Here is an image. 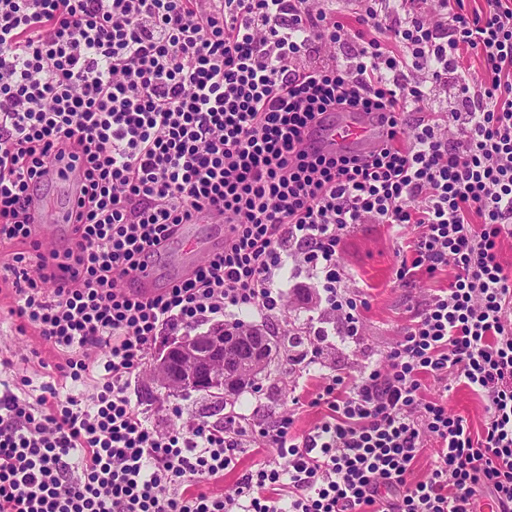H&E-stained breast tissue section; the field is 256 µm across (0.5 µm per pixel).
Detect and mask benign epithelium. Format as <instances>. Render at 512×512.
Instances as JSON below:
<instances>
[{
    "instance_id": "7a95c632",
    "label": "benign epithelium",
    "mask_w": 512,
    "mask_h": 512,
    "mask_svg": "<svg viewBox=\"0 0 512 512\" xmlns=\"http://www.w3.org/2000/svg\"><path fill=\"white\" fill-rule=\"evenodd\" d=\"M272 357L260 332L229 335L224 324L215 323L194 335L165 339L151 364V380L172 396L194 389L229 392Z\"/></svg>"
}]
</instances>
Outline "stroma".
I'll return each mask as SVG.
<instances>
[{"instance_id":"obj_1","label":"stroma","mask_w":512,"mask_h":512,"mask_svg":"<svg viewBox=\"0 0 512 512\" xmlns=\"http://www.w3.org/2000/svg\"><path fill=\"white\" fill-rule=\"evenodd\" d=\"M399 239L386 224H359L346 235L341 263L353 285L359 286L365 305L360 308V329L357 341L345 340L332 319L323 317L317 296V282L305 269L287 264L280 288L286 306L281 315L272 319L250 315V322L264 325L275 334L291 331L304 333L301 347L280 349L265 372L257 375L256 390H244L227 398L223 409H215L213 399L193 392L169 396L152 389L147 375H139L129 386L134 402L160 431L182 426L188 420L215 422L225 414L238 412L261 421L285 412L290 389L296 380H303L306 391H313L314 372H347L359 374L366 366L382 362L386 352L395 344L402 328L417 313L426 295L446 287L451 269H443L434 277H417L407 282L397 281L394 270L399 261ZM19 321L0 315V355L17 363L41 357L51 359L52 351L33 331H19ZM328 333V341L316 346V329ZM423 393L426 397H445L448 411L467 418L473 433H481L487 420L485 401L463 387L444 390L441 381L427 377Z\"/></svg>"}]
</instances>
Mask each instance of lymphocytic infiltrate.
<instances>
[{
  "label": "lymphocytic infiltrate",
  "instance_id": "1",
  "mask_svg": "<svg viewBox=\"0 0 512 512\" xmlns=\"http://www.w3.org/2000/svg\"><path fill=\"white\" fill-rule=\"evenodd\" d=\"M426 2L355 0L346 19L333 0H0V284L58 356L37 386L0 359V512H474L483 495L512 512V0H437V20ZM341 112L376 117L383 142L325 151ZM62 159L84 184L59 251L30 203ZM214 211L223 250L134 294L151 247ZM369 223L416 227L398 281L454 270L383 363L319 374L264 423L148 422L127 385L158 336L279 313L286 259L356 339L340 251ZM427 375L486 400L480 434L425 398ZM307 403L322 418L294 433Z\"/></svg>",
  "mask_w": 512,
  "mask_h": 512
}]
</instances>
